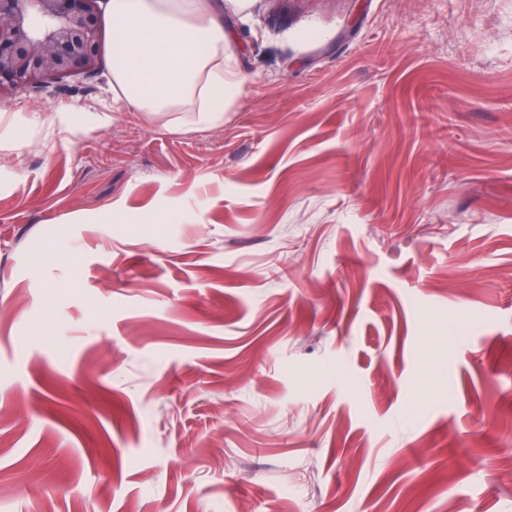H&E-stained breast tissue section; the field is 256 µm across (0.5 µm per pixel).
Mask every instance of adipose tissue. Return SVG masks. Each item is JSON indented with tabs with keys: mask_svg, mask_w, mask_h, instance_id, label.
Listing matches in <instances>:
<instances>
[{
	"mask_svg": "<svg viewBox=\"0 0 512 512\" xmlns=\"http://www.w3.org/2000/svg\"><path fill=\"white\" fill-rule=\"evenodd\" d=\"M246 12L250 0H108L116 100L157 117L185 112L189 126H223L241 94L228 54L224 10Z\"/></svg>",
	"mask_w": 512,
	"mask_h": 512,
	"instance_id": "obj_1",
	"label": "adipose tissue"
}]
</instances>
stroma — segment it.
Wrapping results in <instances>:
<instances>
[{
    "label": "stroma",
    "instance_id": "obj_1",
    "mask_svg": "<svg viewBox=\"0 0 512 512\" xmlns=\"http://www.w3.org/2000/svg\"><path fill=\"white\" fill-rule=\"evenodd\" d=\"M221 127L8 90L0 512H512V0H253Z\"/></svg>",
    "mask_w": 512,
    "mask_h": 512
}]
</instances>
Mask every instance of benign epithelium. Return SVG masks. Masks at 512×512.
I'll return each instance as SVG.
<instances>
[{
	"label": "benign epithelium",
	"instance_id": "obj_1",
	"mask_svg": "<svg viewBox=\"0 0 512 512\" xmlns=\"http://www.w3.org/2000/svg\"><path fill=\"white\" fill-rule=\"evenodd\" d=\"M99 0H0V95L101 62Z\"/></svg>",
	"mask_w": 512,
	"mask_h": 512
}]
</instances>
